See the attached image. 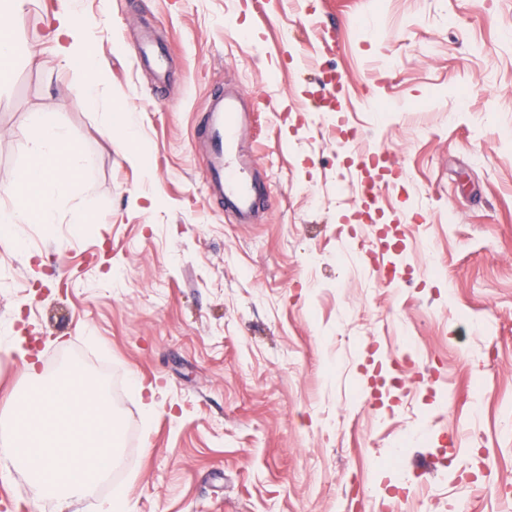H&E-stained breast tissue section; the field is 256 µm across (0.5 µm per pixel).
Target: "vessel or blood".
Wrapping results in <instances>:
<instances>
[{"label": "vessel or blood", "mask_w": 512, "mask_h": 512, "mask_svg": "<svg viewBox=\"0 0 512 512\" xmlns=\"http://www.w3.org/2000/svg\"><path fill=\"white\" fill-rule=\"evenodd\" d=\"M248 123L236 97L216 91L198 134L206 147L203 180L219 191L225 212L246 220L264 202L259 182L250 172L256 164L237 150L239 136Z\"/></svg>", "instance_id": "obj_1"}]
</instances>
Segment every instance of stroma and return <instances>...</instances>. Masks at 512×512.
<instances>
[{
  "label": "stroma",
  "mask_w": 512,
  "mask_h": 512,
  "mask_svg": "<svg viewBox=\"0 0 512 512\" xmlns=\"http://www.w3.org/2000/svg\"><path fill=\"white\" fill-rule=\"evenodd\" d=\"M77 2L94 68L56 48L68 0H27L0 80V186L33 112L95 161L0 245V416L75 364L127 441L69 512L117 488L124 512H512V0ZM218 87L266 108L238 143L272 185L250 224L203 186ZM55 510L0 475V512Z\"/></svg>",
  "instance_id": "35a3bbf8"
}]
</instances>
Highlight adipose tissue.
Returning a JSON list of instances; mask_svg holds the SVG:
<instances>
[{
  "label": "adipose tissue",
  "mask_w": 512,
  "mask_h": 512,
  "mask_svg": "<svg viewBox=\"0 0 512 512\" xmlns=\"http://www.w3.org/2000/svg\"><path fill=\"white\" fill-rule=\"evenodd\" d=\"M32 132L31 151L35 164L27 166L18 181L6 186V194H24L25 202L0 207V242L20 244L25 224H52L56 221V201L73 180L83 177L93 166L92 158L75 145L68 133L44 117H28Z\"/></svg>",
  "instance_id": "1"
}]
</instances>
